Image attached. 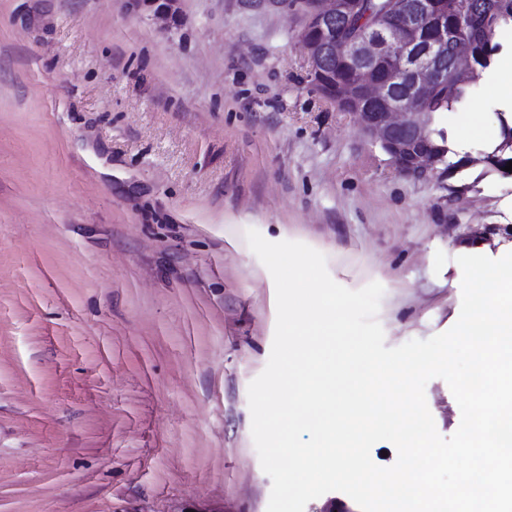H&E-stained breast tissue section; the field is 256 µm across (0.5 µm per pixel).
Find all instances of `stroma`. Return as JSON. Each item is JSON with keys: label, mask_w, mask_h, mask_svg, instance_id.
<instances>
[{"label": "stroma", "mask_w": 512, "mask_h": 512, "mask_svg": "<svg viewBox=\"0 0 512 512\" xmlns=\"http://www.w3.org/2000/svg\"><path fill=\"white\" fill-rule=\"evenodd\" d=\"M302 19L243 0H0V512H266L248 386L276 324L249 248L299 241L379 282L386 347L450 329L461 249L512 250V105L481 78L438 124L472 165L411 179L316 93ZM441 436L460 408L425 388ZM137 10L150 12L155 16L174 18L178 14L179 0H130Z\"/></svg>", "instance_id": "1"}]
</instances>
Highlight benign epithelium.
<instances>
[{
	"instance_id": "benign-epithelium-1",
	"label": "benign epithelium",
	"mask_w": 512,
	"mask_h": 512,
	"mask_svg": "<svg viewBox=\"0 0 512 512\" xmlns=\"http://www.w3.org/2000/svg\"><path fill=\"white\" fill-rule=\"evenodd\" d=\"M155 16L174 18L179 0H130ZM254 9L299 14V43L307 61V78L323 98L353 116L365 135L390 157L395 169L413 179L435 176L447 163V151L430 130L422 111L430 92L457 80H477L468 25L473 0H383L375 22L354 36L346 34L363 0H244ZM454 13L458 26L420 33ZM336 61L347 64L349 78H328Z\"/></svg>"
}]
</instances>
